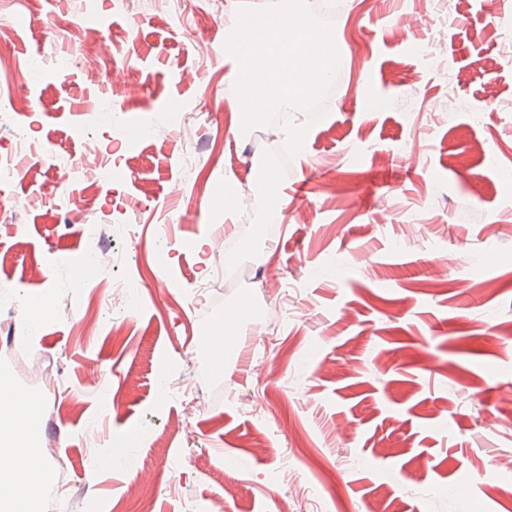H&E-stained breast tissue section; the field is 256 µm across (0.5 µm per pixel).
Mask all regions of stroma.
Masks as SVG:
<instances>
[{"label":"stroma","mask_w":512,"mask_h":512,"mask_svg":"<svg viewBox=\"0 0 512 512\" xmlns=\"http://www.w3.org/2000/svg\"><path fill=\"white\" fill-rule=\"evenodd\" d=\"M272 2L210 0L204 15L197 0H112L99 62L135 93L117 104L110 85L83 79L82 0H0V25L15 30L0 51V104L13 106L0 152L24 130L45 158L0 178V284L15 287L0 304V374L13 372L39 411L51 474L39 499L62 484L66 512H88L147 478L164 488L155 512H178L180 498L223 495L229 474L224 512H512V469L499 465L512 455V0L496 15L480 0H323L339 8L338 91L317 123L291 113L307 132L282 179L277 232L247 258L244 283L194 310L181 299L211 263L200 243L216 224L232 242L247 232L224 189L256 191L267 149L241 129L238 65L223 46L240 4ZM407 13L420 20L409 41L393 32ZM199 42L218 53L200 56ZM121 131L139 139L128 175L75 222L51 198L57 164ZM296 209L310 223L288 221ZM161 224L174 241L164 264ZM96 248L124 261L75 300L80 257ZM444 254L442 287L431 262ZM115 277L164 279L169 293L143 289L118 338L105 302ZM245 297L282 318L239 322L240 344H225L224 372L211 375L199 326ZM31 303L40 322L27 334ZM15 336L26 351L8 352ZM97 375L120 408L100 411L86 392ZM177 421L189 433L173 432ZM92 428L94 467L80 442ZM165 430L169 446L155 451ZM128 436L125 463L110 462Z\"/></svg>","instance_id":"stroma-1"}]
</instances>
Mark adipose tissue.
Listing matches in <instances>:
<instances>
[{
	"label": "adipose tissue",
	"mask_w": 512,
	"mask_h": 512,
	"mask_svg": "<svg viewBox=\"0 0 512 512\" xmlns=\"http://www.w3.org/2000/svg\"><path fill=\"white\" fill-rule=\"evenodd\" d=\"M36 419V407L1 378L0 441L16 452L18 464L8 471L0 470V512H30L48 478L40 459Z\"/></svg>",
	"instance_id": "1"
}]
</instances>
